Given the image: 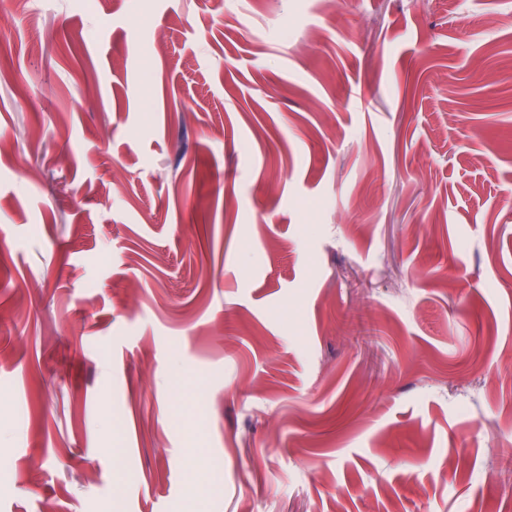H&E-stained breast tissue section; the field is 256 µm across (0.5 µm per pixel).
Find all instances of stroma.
I'll return each mask as SVG.
<instances>
[{
    "mask_svg": "<svg viewBox=\"0 0 512 512\" xmlns=\"http://www.w3.org/2000/svg\"><path fill=\"white\" fill-rule=\"evenodd\" d=\"M512 0H0V512H512Z\"/></svg>",
    "mask_w": 512,
    "mask_h": 512,
    "instance_id": "obj_1",
    "label": "stroma"
}]
</instances>
